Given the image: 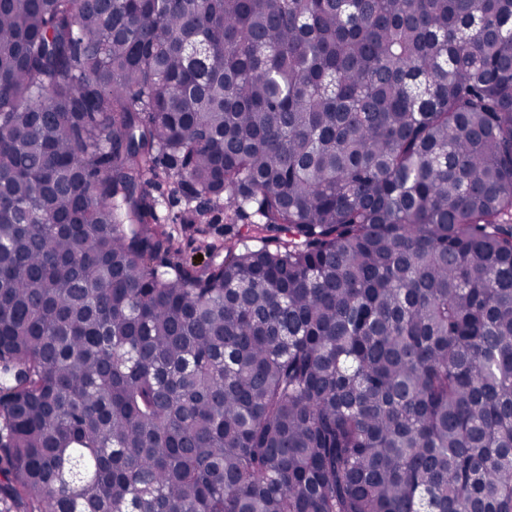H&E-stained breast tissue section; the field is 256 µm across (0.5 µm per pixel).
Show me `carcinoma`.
Returning <instances> with one entry per match:
<instances>
[{
	"mask_svg": "<svg viewBox=\"0 0 512 512\" xmlns=\"http://www.w3.org/2000/svg\"><path fill=\"white\" fill-rule=\"evenodd\" d=\"M0 374V512H512V0H0ZM206 206L211 224L205 226L203 234L185 238L182 246L184 257L195 263H203L209 259L208 246L211 242L224 244V204L217 201ZM198 255H203V258H198Z\"/></svg>",
	"mask_w": 512,
	"mask_h": 512,
	"instance_id": "carcinoma-1",
	"label": "carcinoma"
}]
</instances>
